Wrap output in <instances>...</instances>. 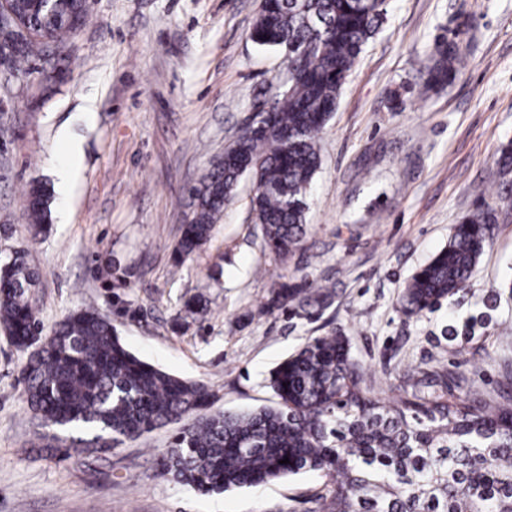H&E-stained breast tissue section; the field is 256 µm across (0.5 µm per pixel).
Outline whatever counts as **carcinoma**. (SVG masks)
Wrapping results in <instances>:
<instances>
[{
  "label": "carcinoma",
  "instance_id": "carcinoma-1",
  "mask_svg": "<svg viewBox=\"0 0 512 512\" xmlns=\"http://www.w3.org/2000/svg\"><path fill=\"white\" fill-rule=\"evenodd\" d=\"M386 0H261L252 39L288 52V91L273 112L241 131L214 159L194 190L192 218L175 252L185 260L207 243L239 180L256 185L252 209L264 244L284 260L301 246L306 199L320 165L319 134L363 46L376 33ZM21 24H0V53L29 75L46 55L65 51L87 18L84 0L40 8L15 0ZM456 44L442 42L425 66L426 86L448 81ZM51 193L27 191L29 228L48 229ZM496 216L478 209L454 225L448 246L411 277L402 311L419 316L465 290L493 241ZM36 274L16 251L0 265V330L28 353L21 371L32 413L62 429L137 439L178 425L171 447L156 459L159 475L201 494L258 487L319 471L331 478L322 512H512V402L473 392L450 400L441 375L405 369L411 393L389 403L364 385L341 330L314 336L267 378L275 405L246 412H210L212 392L200 381L169 374L130 352L98 310L70 312L43 334L28 290ZM326 285L272 288L268 312L313 317L331 305ZM288 459L283 464L281 460Z\"/></svg>",
  "mask_w": 512,
  "mask_h": 512
}]
</instances>
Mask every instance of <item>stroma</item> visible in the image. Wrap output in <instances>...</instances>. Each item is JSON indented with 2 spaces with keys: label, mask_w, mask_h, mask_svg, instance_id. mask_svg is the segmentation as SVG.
Returning <instances> with one entry per match:
<instances>
[{
  "label": "stroma",
  "mask_w": 512,
  "mask_h": 512,
  "mask_svg": "<svg viewBox=\"0 0 512 512\" xmlns=\"http://www.w3.org/2000/svg\"><path fill=\"white\" fill-rule=\"evenodd\" d=\"M260 0H92L68 43L69 79L13 91L0 114V260L27 253L44 328L77 308L111 319L126 347L206 383L217 411L271 404L269 372L311 336L341 328L368 386L399 401L400 370L445 374L448 396L512 397V191L497 172L512 141V0H387L319 136L306 234L279 261L255 224L243 177L209 242L172 251L192 190L285 72L255 44ZM458 44L452 83L425 91L436 39ZM48 183L49 229L28 231L26 192ZM499 216L466 292L422 316L400 310L407 280L480 205ZM335 290L314 319L265 313L274 284ZM201 296L207 309L181 317ZM486 314L468 339H450ZM24 353L0 334V512H317L327 479L305 472L212 496L156 473L168 425L118 448L48 456L50 432L24 398Z\"/></svg>",
  "instance_id": "1"
}]
</instances>
